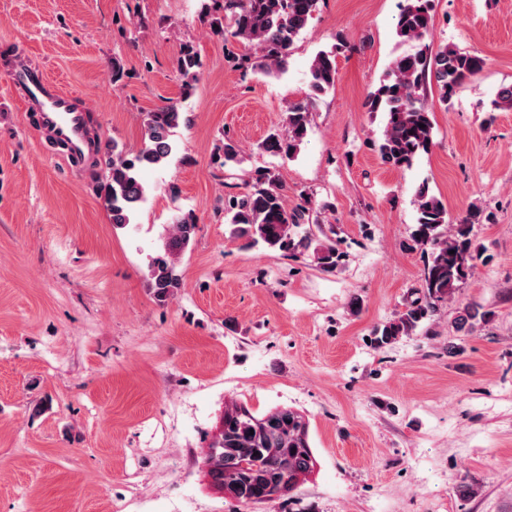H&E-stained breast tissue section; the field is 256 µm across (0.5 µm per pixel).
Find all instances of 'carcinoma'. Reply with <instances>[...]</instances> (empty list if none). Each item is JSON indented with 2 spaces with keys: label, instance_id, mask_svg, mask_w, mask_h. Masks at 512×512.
I'll return each instance as SVG.
<instances>
[{
  "label": "carcinoma",
  "instance_id": "obj_1",
  "mask_svg": "<svg viewBox=\"0 0 512 512\" xmlns=\"http://www.w3.org/2000/svg\"><path fill=\"white\" fill-rule=\"evenodd\" d=\"M224 11V43H237L241 52L227 50L226 58L234 67L250 65L268 75L286 70L292 45L306 28L319 0H213ZM432 0H405L397 16L395 32L404 41H415L419 48L397 57L389 72L368 95L366 108L384 113V128L374 143L381 160L394 167L412 164L414 158L429 150L433 135V113L420 102L419 90L426 80L436 86L439 100L446 104L467 79L477 75L485 59L459 49L427 42L432 26ZM345 44L319 51L309 66L310 93L288 106L286 129L271 134L262 150L272 157L292 158L300 149L311 125V104L315 97L335 87L336 58ZM202 60L191 45L184 46L176 58V70L186 78L183 96L192 95ZM492 109L512 111V85L501 87L492 100ZM186 113L170 101L146 113L144 146L135 153L119 149L117 143L97 146L94 166L102 171V198L112 223L131 224L140 206L147 200L148 187L140 173L147 167L162 165L172 154L171 135L187 123ZM222 165L227 172L243 157L231 138H224ZM417 223L414 242L428 254L416 298L394 319L373 331V343L390 344L414 331L429 319L439 304L452 298L458 286L469 276L475 259L470 238L471 226L483 219L476 203L458 223L448 222V209L432 194L428 185L419 186L415 195ZM312 198L299 194L288 206L286 189L270 167L254 169L244 190L224 199V219L235 232L254 244L298 258L307 251L317 269L330 273L339 269L346 252L334 225L319 223L313 217ZM197 224L181 220L173 225L163 249L151 257L148 265L150 287L159 302H166L182 288L178 258L194 238ZM310 420L292 407H277L258 415L244 404L224 408V417L204 459L211 489L229 490L232 498L249 509L282 499L317 468L310 439Z\"/></svg>",
  "mask_w": 512,
  "mask_h": 512
}]
</instances>
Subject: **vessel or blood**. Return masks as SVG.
Here are the masks:
<instances>
[{
	"label": "vessel or blood",
	"mask_w": 512,
	"mask_h": 512,
	"mask_svg": "<svg viewBox=\"0 0 512 512\" xmlns=\"http://www.w3.org/2000/svg\"><path fill=\"white\" fill-rule=\"evenodd\" d=\"M13 85L28 111L36 113L40 129L63 144L69 158L83 156L87 147V113L73 102L70 92L54 83L43 69L18 63Z\"/></svg>",
	"instance_id": "vessel-or-blood-1"
}]
</instances>
